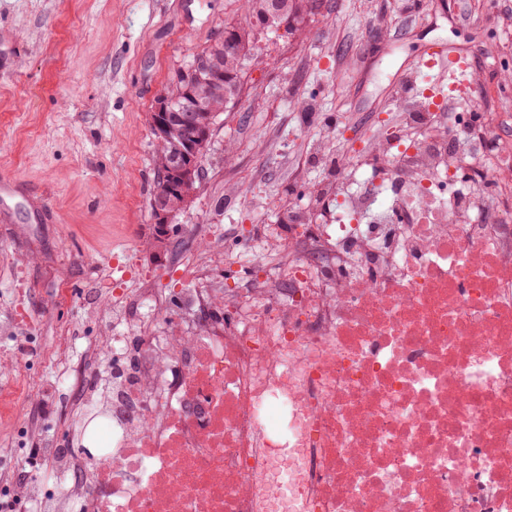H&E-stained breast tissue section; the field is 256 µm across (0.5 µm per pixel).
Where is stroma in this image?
I'll use <instances>...</instances> for the list:
<instances>
[{
    "label": "stroma",
    "mask_w": 512,
    "mask_h": 512,
    "mask_svg": "<svg viewBox=\"0 0 512 512\" xmlns=\"http://www.w3.org/2000/svg\"><path fill=\"white\" fill-rule=\"evenodd\" d=\"M237 0H0V168L14 188L0 197V359L32 389L22 419L63 446L69 399L59 385L108 369L103 336L142 324L139 291L167 299L190 287L179 262L209 261L219 288L245 286L259 239L234 238L310 209L328 219L339 176L317 160L357 161L365 134L404 136L398 92L447 75L416 66L429 43L483 73L472 111L488 91L512 107V0H323L297 34L264 33L235 105L220 113L202 161L204 177L175 217L164 255L153 246L149 206L156 140L149 116L174 70L211 43ZM456 26H449V18ZM239 188L225 193L226 185ZM238 248L242 262L224 266ZM126 306L116 323L107 302ZM29 337L26 354L14 339Z\"/></svg>",
    "instance_id": "35a3bbf8"
}]
</instances>
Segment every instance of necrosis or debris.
<instances>
[{
  "label": "necrosis or debris",
  "mask_w": 512,
  "mask_h": 512,
  "mask_svg": "<svg viewBox=\"0 0 512 512\" xmlns=\"http://www.w3.org/2000/svg\"><path fill=\"white\" fill-rule=\"evenodd\" d=\"M403 104L414 138L366 143L335 223L264 227L278 275L183 289L189 322L61 377L86 455L0 483V512H512V144L486 164L494 129Z\"/></svg>",
  "instance_id": "4bbe7bcc"
}]
</instances>
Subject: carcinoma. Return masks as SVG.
<instances>
[{"label": "carcinoma", "mask_w": 512, "mask_h": 512, "mask_svg": "<svg viewBox=\"0 0 512 512\" xmlns=\"http://www.w3.org/2000/svg\"><path fill=\"white\" fill-rule=\"evenodd\" d=\"M322 6V0H241L240 13L224 20V30L214 42L194 54L173 74L172 85L166 89L173 105L191 101L197 73L205 68L224 69V90L230 101L239 96L245 70L240 61L253 51L256 28L259 25L276 31L292 33L302 16L313 14ZM172 145L157 142L153 186L161 184L168 174Z\"/></svg>", "instance_id": "carcinoma-1"}]
</instances>
